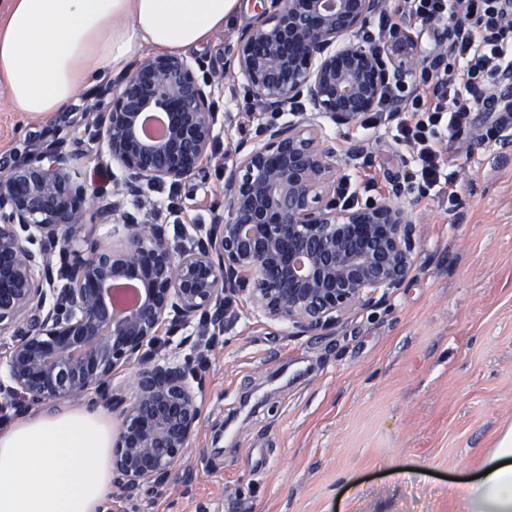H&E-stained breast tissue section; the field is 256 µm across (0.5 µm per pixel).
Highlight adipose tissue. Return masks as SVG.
<instances>
[{"mask_svg": "<svg viewBox=\"0 0 512 512\" xmlns=\"http://www.w3.org/2000/svg\"><path fill=\"white\" fill-rule=\"evenodd\" d=\"M242 8V0H0V85L13 111L58 112L145 51L203 48ZM112 433L108 415L83 405L0 424V512H107ZM488 467L467 512H512V427Z\"/></svg>", "mask_w": 512, "mask_h": 512, "instance_id": "ef3b65f1", "label": "adipose tissue"}]
</instances>
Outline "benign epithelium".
Here are the masks:
<instances>
[{
    "instance_id": "benign-epithelium-1",
    "label": "benign epithelium",
    "mask_w": 512,
    "mask_h": 512,
    "mask_svg": "<svg viewBox=\"0 0 512 512\" xmlns=\"http://www.w3.org/2000/svg\"><path fill=\"white\" fill-rule=\"evenodd\" d=\"M226 72L242 77L248 97L271 119L261 145L237 144L224 166V211L213 235L187 248L164 226L131 213L127 199L144 188L180 184L195 175L212 147L219 113L215 86L183 56L156 55L98 98L86 127L97 159L121 171L110 199L90 202L76 180L77 146L49 142L22 161L0 164V332L13 343L6 365L16 394L33 402L80 399L108 391L130 367L132 399L111 394L120 409L112 444L115 496L130 498L167 485L197 434L202 408L185 346H153L162 327H189L202 317L224 321L223 304L247 295L268 319L298 333L328 332L342 318L378 303L408 278L420 249L409 210L389 198L341 207L340 170L363 157L343 154L317 119L353 125L372 111L382 89L402 83L419 60L411 30L398 14L392 46L362 38L386 0H261ZM303 107L300 119L280 117ZM166 114L165 133L142 132L145 113ZM101 224H119L110 249L73 248L88 208ZM61 246L68 267L64 305L47 303L48 247ZM139 288L133 305L115 294Z\"/></svg>"
}]
</instances>
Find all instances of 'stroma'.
Returning <instances> with one entry per match:
<instances>
[{"mask_svg":"<svg viewBox=\"0 0 512 512\" xmlns=\"http://www.w3.org/2000/svg\"><path fill=\"white\" fill-rule=\"evenodd\" d=\"M259 0L208 45L188 51L202 76L221 78L223 122L199 172L178 185L176 212L160 209L168 185L130 202L186 246L205 237L224 201L226 156L260 142L266 115L251 114L242 79L226 75ZM85 100L35 117L12 112L0 87V159L13 161L48 135L84 138ZM499 115L471 113L452 154L454 200L416 197L420 251L401 288L347 314L325 336L296 334L248 297L228 307L203 370V415L175 479L156 493L112 499L108 512H452L449 490L478 475L512 426V158L496 137ZM372 200L412 181L403 149L368 138ZM75 175L92 198L111 197L121 173L93 158ZM421 473L395 480V471Z\"/></svg>","mask_w":512,"mask_h":512,"instance_id":"stroma-1","label":"stroma"}]
</instances>
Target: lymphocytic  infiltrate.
Returning a JSON list of instances; mask_svg holds the SVG:
<instances>
[{
  "label": "lymphocytic infiltrate",
  "mask_w": 512,
  "mask_h": 512,
  "mask_svg": "<svg viewBox=\"0 0 512 512\" xmlns=\"http://www.w3.org/2000/svg\"><path fill=\"white\" fill-rule=\"evenodd\" d=\"M401 10L420 24L452 21L448 71L409 75L382 91L362 131L389 127L428 191L446 194L458 173L442 144L456 140L470 113L512 112V0H401Z\"/></svg>",
  "instance_id": "obj_1"
}]
</instances>
